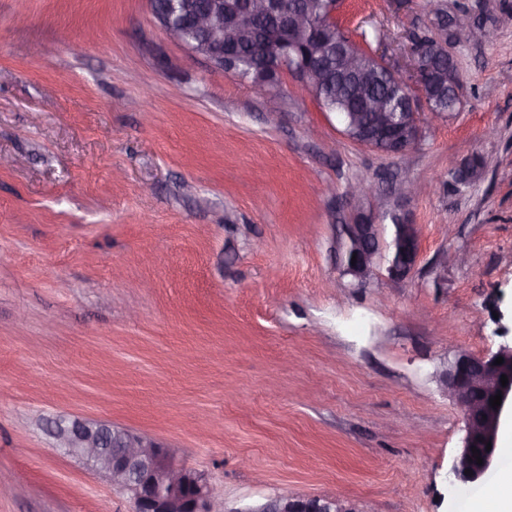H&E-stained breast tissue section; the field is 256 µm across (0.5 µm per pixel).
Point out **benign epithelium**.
I'll return each mask as SVG.
<instances>
[{"instance_id":"7a95c632","label":"benign epithelium","mask_w":512,"mask_h":512,"mask_svg":"<svg viewBox=\"0 0 512 512\" xmlns=\"http://www.w3.org/2000/svg\"><path fill=\"white\" fill-rule=\"evenodd\" d=\"M340 0L330 5L327 18L314 24L315 11L305 2L292 9L281 0H170L166 11L153 10L166 35L204 57L214 68L224 69V61L234 57L224 40V18L237 26L255 28L258 18L276 15L281 21L277 39L290 47L302 42L305 53L264 54V64L277 73L296 77L298 88L312 96L324 83L327 74L324 51L336 46V67L351 73L358 69V57L351 51L352 42L332 39L341 29L336 21ZM453 38L446 50L453 56V44L466 37H480L469 14L458 13L452 20ZM370 57L381 65L391 81L416 94H406L405 111L393 121L384 101L373 96L363 100L361 108L348 113L344 134L353 142L376 148L375 134H385L399 124L400 134L393 138L390 156H400L421 140L423 127L415 101L428 102L425 79L431 70L424 63L426 55L418 46L408 48L409 64L391 61L386 51L373 50ZM348 195L355 203L352 222L345 225V239L339 253L342 272L363 282L373 273L384 252L398 248L397 257L388 266L389 277L402 280L414 270L421 240L418 225L404 214L398 215L390 240L382 235L379 213L369 207L376 195L374 186L358 182L349 186ZM503 363L495 364V359ZM507 376V385L500 382ZM448 394L457 403L464 419L463 446L455 458L452 471L464 484H477L486 478L497 462L499 433L507 417L512 416V345H503L488 355L461 352L455 356L445 378ZM501 395V404L492 407L489 399ZM54 447L63 454L79 459L94 471L129 494L134 512H214L216 488L200 472L187 467L153 438L106 421L92 422L78 417H61L51 429ZM491 449H486V443ZM480 451L482 463H476L472 449ZM470 473H465V470ZM242 512H348L344 501L335 496L294 499L276 495L259 506Z\"/></svg>"}]
</instances>
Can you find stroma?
Masks as SVG:
<instances>
[{
  "label": "stroma",
  "instance_id": "1",
  "mask_svg": "<svg viewBox=\"0 0 512 512\" xmlns=\"http://www.w3.org/2000/svg\"><path fill=\"white\" fill-rule=\"evenodd\" d=\"M441 2L490 37L454 51L456 112L392 157L292 76L259 95L170 41L148 0H0V512H132L53 449L61 415L161 442L227 512H453L444 373L512 342V0ZM433 16L344 0L338 21L400 58ZM357 180L420 227L405 280L340 270ZM395 180L432 189L399 205ZM344 501L335 496L308 499L288 498L276 495L266 499L260 506L246 508L241 512H348Z\"/></svg>",
  "mask_w": 512,
  "mask_h": 512
}]
</instances>
